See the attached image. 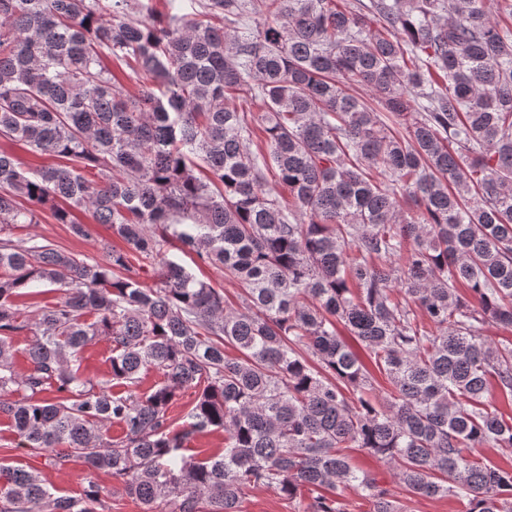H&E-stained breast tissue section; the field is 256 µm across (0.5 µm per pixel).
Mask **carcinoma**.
<instances>
[{
	"mask_svg": "<svg viewBox=\"0 0 512 512\" xmlns=\"http://www.w3.org/2000/svg\"><path fill=\"white\" fill-rule=\"evenodd\" d=\"M262 5L253 22L247 0L163 18L143 0H0V137L67 160L26 173L0 152V416L143 512H241L255 488L307 490L302 512H347L351 489L369 512H408L345 448L394 464L410 496L512 512V463L477 458L512 448L492 402L512 399V342L481 333L512 331V0L495 17L486 0ZM45 207L79 237L72 211L88 210L126 248L103 245L100 263L13 239ZM171 238L223 269L240 307L169 259ZM41 287L62 296L30 317L18 297ZM102 336L110 379L94 382L77 362ZM152 369L163 381L138 392ZM217 431L221 451L186 454ZM110 498L0 466V512H110ZM348 349L358 358L363 367L368 370L375 378L381 388L386 387L387 383L384 376L379 372L375 363L373 353L357 337L350 336L346 332L341 336Z\"/></svg>",
	"mask_w": 512,
	"mask_h": 512,
	"instance_id": "obj_1",
	"label": "carcinoma"
}]
</instances>
